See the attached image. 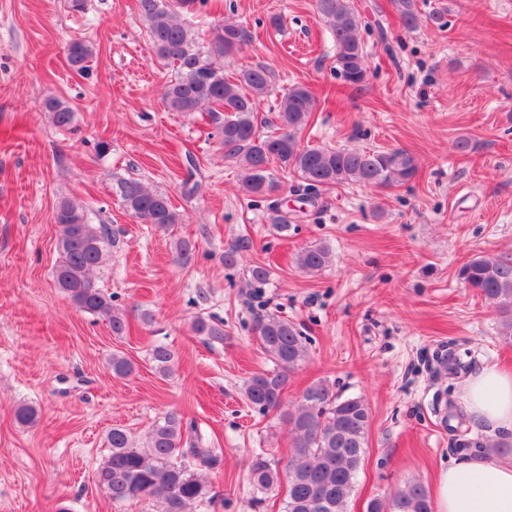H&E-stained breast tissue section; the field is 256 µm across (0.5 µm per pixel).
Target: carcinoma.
<instances>
[{"label": "carcinoma", "mask_w": 512, "mask_h": 512, "mask_svg": "<svg viewBox=\"0 0 512 512\" xmlns=\"http://www.w3.org/2000/svg\"><path fill=\"white\" fill-rule=\"evenodd\" d=\"M204 0H137L139 15L157 57L172 65L175 77L165 87L164 99L173 112H209L224 145L225 156L244 169L242 192L249 197H269L279 188L270 165L297 172L304 192L322 187L361 183L370 187L404 185L417 175L414 157L401 149L365 151L359 148L303 146L299 131L307 124L315 98L304 84H294L281 97L276 113L277 132L263 135L257 112L273 88L271 73L263 65L224 75V59L249 42L245 27L224 23L213 28L208 45L196 39L182 13L193 14ZM405 25L416 26L415 0H395ZM316 12L327 23L336 46V73L349 84L365 80V50L360 20L351 0H314ZM94 48L85 41L67 45L69 68L86 75ZM53 125L66 128L74 111L63 101H44ZM117 192L128 214L141 224L165 229L180 221L169 197L143 182L125 179ZM59 227V260L55 280L81 312L108 321L112 334L128 329L124 313L112 304V295L92 282L94 270L112 247V230L91 223L85 208L71 200L60 201L54 212ZM332 254L322 245L303 249L298 266L317 272L328 266ZM459 278L505 314L501 335L512 340V257L478 256L464 263ZM192 330L211 343H224V321L198 316ZM256 333L273 369L254 373L244 384L246 401L266 412L280 408L288 375L308 357L309 338L291 321L275 315L257 319ZM158 373L171 372L175 355L164 344L150 353ZM370 407L360 398H341L327 383L307 387L294 411L288 413L290 452L284 465L256 457L250 483L268 491L287 482L283 512H347L366 448ZM196 428L184 423L177 411L167 412L152 426L146 446L139 447L128 432L112 428L107 436L110 452L95 474L98 489L115 503L135 501L145 512H208L217 495L206 473L221 462V450L196 444ZM367 512H433V502L420 483L397 491L390 500L372 499Z\"/></svg>", "instance_id": "obj_1"}]
</instances>
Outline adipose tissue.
Listing matches in <instances>:
<instances>
[{"label": "adipose tissue", "mask_w": 512, "mask_h": 512, "mask_svg": "<svg viewBox=\"0 0 512 512\" xmlns=\"http://www.w3.org/2000/svg\"><path fill=\"white\" fill-rule=\"evenodd\" d=\"M472 421L512 432V371L486 366L464 384ZM435 512H512V456L465 455L441 469L434 484Z\"/></svg>", "instance_id": "1"}]
</instances>
